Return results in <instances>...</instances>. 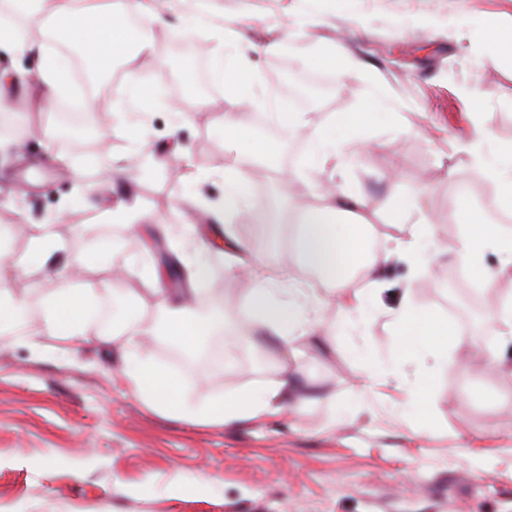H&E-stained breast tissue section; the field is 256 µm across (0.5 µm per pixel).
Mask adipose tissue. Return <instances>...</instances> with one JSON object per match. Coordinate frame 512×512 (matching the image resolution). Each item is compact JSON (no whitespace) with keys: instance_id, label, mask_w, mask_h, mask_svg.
Listing matches in <instances>:
<instances>
[{"instance_id":"adipose-tissue-1","label":"adipose tissue","mask_w":512,"mask_h":512,"mask_svg":"<svg viewBox=\"0 0 512 512\" xmlns=\"http://www.w3.org/2000/svg\"><path fill=\"white\" fill-rule=\"evenodd\" d=\"M145 0H105L95 7L83 6L81 0H0V55L33 53L40 56L42 69L40 84L26 89L25 94L35 111H42L58 99L65 90L63 74L68 59L53 52L38 39L30 37L22 25L23 19L43 17L51 30L62 39L77 37L78 50L87 66L103 71L114 60L133 53H152V44L130 26L128 17L148 14L152 24L167 26L163 14L147 12ZM311 170H319L326 163L343 168L350 164L356 147L348 127H327L317 132L310 143ZM249 172L244 168L224 170V205L216 212V220L233 223L245 210V184ZM326 212L342 213L347 217L340 225L326 223L325 212H306L295 215L299 225L292 248L311 270L333 272L337 261L363 264L377 268L389 263L400 253L417 254L424 271H431L438 253L429 247L427 225H412L407 240L395 247L371 252L367 248L368 232L363 214L367 205L361 198L330 192L326 195ZM58 240L49 225H41L31 242V254L36 262L33 272L52 274L56 269L66 270L81 266L78 256L57 260ZM498 250L501 263L498 268L485 269V283H493L502 276H512V225L472 224L462 239L448 248L450 259L461 266L472 268L481 263L487 249ZM225 271L229 275L253 277L255 286L249 297L251 323L241 331L243 343L253 349L265 348L282 362H290L303 345L322 335L321 315L328 302L325 294L314 288H300L285 278L261 272L262 260L251 254L232 234H224ZM101 294L100 288L89 283L76 289L68 278H60L50 294L42 313H34L28 302L8 290H0V334H11L28 327L32 318H40L44 330L69 340L84 336L102 337L111 344L122 360V379L147 405L185 419L201 420L225 425L248 421L283 410L298 412L312 400L308 381L297 370L284 371L272 385L246 391L237 396L198 405L182 398L178 379L163 371L140 345L145 334L165 337L185 350L198 349L207 336L223 331L224 308L216 306L202 312L197 298L160 296L154 321L148 327L131 325L125 333L116 334L100 328L90 313ZM379 313L377 305L364 293H355L344 303V317L338 327L354 329L360 346L357 355L363 364L364 390L372 392L380 382L397 377L402 368L397 361L372 358L367 340L373 318ZM396 319L401 327L404 348L424 353L434 369L448 364L449 348L473 346V339L455 333L447 322L438 317L420 316L411 299L403 298Z\"/></svg>"}]
</instances>
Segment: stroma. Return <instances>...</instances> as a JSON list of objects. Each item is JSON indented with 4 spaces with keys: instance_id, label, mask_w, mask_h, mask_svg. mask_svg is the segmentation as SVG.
I'll return each mask as SVG.
<instances>
[{
    "instance_id": "stroma-1",
    "label": "stroma",
    "mask_w": 512,
    "mask_h": 512,
    "mask_svg": "<svg viewBox=\"0 0 512 512\" xmlns=\"http://www.w3.org/2000/svg\"><path fill=\"white\" fill-rule=\"evenodd\" d=\"M162 12L167 27L148 22L141 29L155 56L114 61L98 92L70 79L71 96L41 113L14 87L0 94V226L10 228L0 254L25 259L39 225H54L63 253L86 259L75 285L112 289L117 332L149 319L159 293L190 287L184 265L202 254L203 296L234 308L223 333L232 365L201 355L185 369L154 337L144 339L152 360L178 378L183 396L198 404L230 397L273 383L289 368L309 375L336 403L225 426L189 422L129 392L110 347L45 332L2 336L0 512H512V381L462 368L459 349L432 374L410 356L406 381L381 385L380 399L361 406L363 375L350 334L323 337L285 366L241 346L236 334L254 281L226 274L223 252L212 247L224 226L210 217L224 203L220 167L247 168L249 206L236 219L235 235L263 257L265 270L287 273L306 288L329 282L282 250V197L294 210H315L330 186L372 202L365 217L373 241L406 236L411 225L427 221L439 247L454 245L467 225L484 220V202L502 191L478 162L476 143L486 130L491 147L512 148V66L492 62L482 20L493 14L512 23V0H206L207 23L192 34L182 30L179 0H165ZM269 39L281 41L278 53L255 52ZM337 43L364 68L332 60ZM198 54L209 66L222 59L247 75L252 104L244 109L225 100L213 76L184 103L148 102L157 59L166 61L168 80L182 85L195 81ZM283 62L285 82L318 70L335 88L316 92L301 113L303 126L281 137L274 114L288 99L270 78ZM130 75L140 95L117 101L114 87ZM368 96L382 98L381 112L364 108ZM101 112L112 120L99 128L94 119ZM344 115L356 122L355 160L341 173L308 170L316 130ZM228 117L241 131L237 152L224 150ZM136 138L157 163L131 177L123 166ZM255 144L271 153L264 164L250 159ZM193 167L211 178L189 185ZM419 191L420 209L406 208ZM120 199L138 202L142 216L122 236L104 239L98 228ZM132 255L156 270V284L137 271L114 278V265ZM456 269L443 257L425 276L406 257L353 282L355 292L378 286L373 356L401 349L393 313L402 295L418 312L447 316L448 275ZM36 345L67 353L39 359ZM410 392L422 401L401 409Z\"/></svg>"
}]
</instances>
